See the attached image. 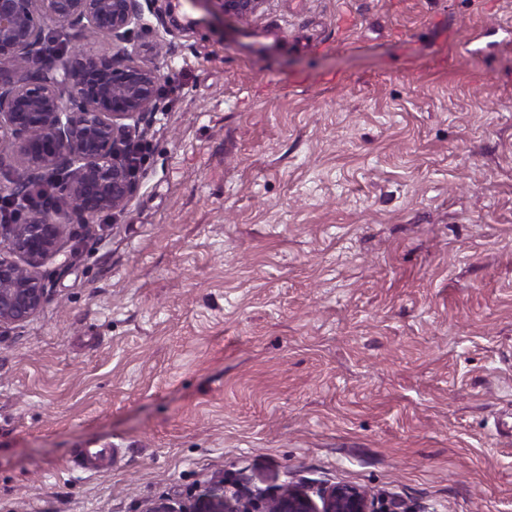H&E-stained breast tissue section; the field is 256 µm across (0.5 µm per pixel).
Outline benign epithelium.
<instances>
[{"instance_id": "benign-epithelium-1", "label": "benign epithelium", "mask_w": 512, "mask_h": 512, "mask_svg": "<svg viewBox=\"0 0 512 512\" xmlns=\"http://www.w3.org/2000/svg\"><path fill=\"white\" fill-rule=\"evenodd\" d=\"M226 17L247 21L267 0H210ZM141 23L136 0H0V171L17 173L0 194L19 196L58 172L57 193L71 217L91 225L103 213L124 212L140 159L130 152L131 129L157 109L159 69L153 57H119L87 46L70 52L46 32L53 24L71 40L90 34L119 44ZM49 207L0 224V327L34 316L49 299L37 275L62 250L65 225ZM144 512H378L369 489L336 482H291L257 491L210 478L184 503L151 501Z\"/></svg>"}]
</instances>
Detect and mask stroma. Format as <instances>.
Masks as SVG:
<instances>
[{
  "label": "stroma",
  "mask_w": 512,
  "mask_h": 512,
  "mask_svg": "<svg viewBox=\"0 0 512 512\" xmlns=\"http://www.w3.org/2000/svg\"><path fill=\"white\" fill-rule=\"evenodd\" d=\"M137 4L128 210L68 225L0 328V512L217 473L512 512V0ZM225 17L248 21L261 11L267 0H208Z\"/></svg>",
  "instance_id": "35a3bbf8"
}]
</instances>
